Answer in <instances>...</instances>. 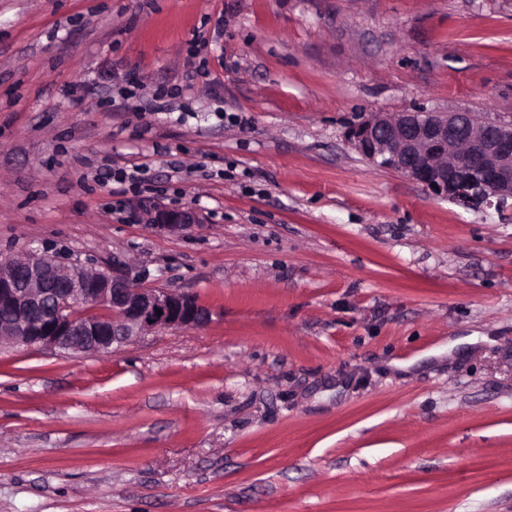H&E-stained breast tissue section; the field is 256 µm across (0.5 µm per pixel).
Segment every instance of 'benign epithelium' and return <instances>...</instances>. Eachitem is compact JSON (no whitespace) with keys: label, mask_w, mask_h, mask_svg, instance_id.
I'll list each match as a JSON object with an SVG mask.
<instances>
[{"label":"benign epithelium","mask_w":512,"mask_h":512,"mask_svg":"<svg viewBox=\"0 0 512 512\" xmlns=\"http://www.w3.org/2000/svg\"><path fill=\"white\" fill-rule=\"evenodd\" d=\"M354 148L373 164L423 185L465 208L512 201V124L470 123L462 113L372 112L353 126ZM152 228L203 223L192 208L152 200L136 204ZM0 335L27 346L75 352H117L142 333L206 323L211 312L187 293L139 288L114 264L92 274L30 251L18 262L0 257ZM161 314H156V310Z\"/></svg>","instance_id":"benign-epithelium-1"}]
</instances>
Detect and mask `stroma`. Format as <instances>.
Here are the masks:
<instances>
[{"label":"stroma","mask_w":512,"mask_h":512,"mask_svg":"<svg viewBox=\"0 0 512 512\" xmlns=\"http://www.w3.org/2000/svg\"><path fill=\"white\" fill-rule=\"evenodd\" d=\"M411 109L512 122V0H0V255L212 312L0 340V512H512V208L346 137ZM136 210L141 212L152 228L165 231L182 230L203 223V217L192 208L171 209L152 200H140Z\"/></svg>","instance_id":"stroma-1"}]
</instances>
